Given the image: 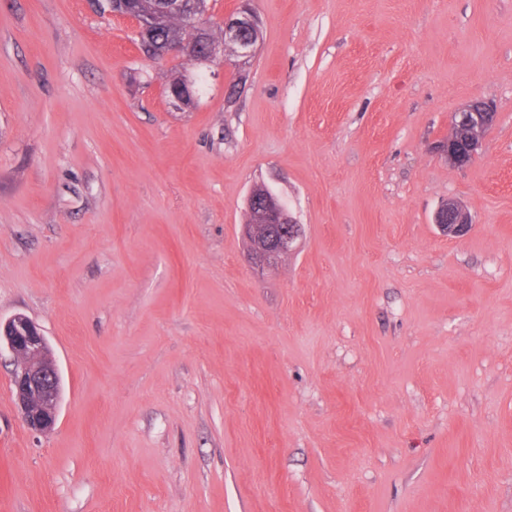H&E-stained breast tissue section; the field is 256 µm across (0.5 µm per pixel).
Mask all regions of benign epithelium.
I'll use <instances>...</instances> for the list:
<instances>
[{
    "label": "benign epithelium",
    "mask_w": 512,
    "mask_h": 512,
    "mask_svg": "<svg viewBox=\"0 0 512 512\" xmlns=\"http://www.w3.org/2000/svg\"><path fill=\"white\" fill-rule=\"evenodd\" d=\"M112 12L125 17L136 28L139 43L154 35L168 15H182L194 29L192 39L162 40L150 45L153 59L195 57L205 65L224 52L228 65L239 67L257 54L263 39L262 22L252 7L251 0H238L235 9L224 15L221 39L210 37V30L202 23L205 12L202 3L186 0H166L164 5L150 12L129 9L126 0H113ZM180 93L171 96L179 106L191 107L197 98L194 80L185 76L178 82ZM496 120V113L481 101H474L457 112L452 121L456 133L444 145L448 162L457 166L469 165L477 154L482 140ZM249 220L242 224L250 242L248 263L259 276L280 263L290 253L303 234V225L296 223L280 198L263 186L254 187L247 199ZM434 223L450 238H462L472 228V220L464 206L450 199L440 205ZM7 347L16 359L11 384L15 401L26 426L37 433L52 429L56 423L61 388L59 370L51 357L46 337L28 317L18 314L0 321V348Z\"/></svg>",
    "instance_id": "benign-epithelium-1"
}]
</instances>
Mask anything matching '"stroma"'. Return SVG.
<instances>
[{"mask_svg":"<svg viewBox=\"0 0 512 512\" xmlns=\"http://www.w3.org/2000/svg\"><path fill=\"white\" fill-rule=\"evenodd\" d=\"M253 7L187 111L125 19L0 0V320L62 377L33 433L0 352V512H512V0ZM257 184L304 227L260 278ZM495 120L496 112L481 101L471 102L457 112L452 121L453 133L448 136V143L443 145L448 162L457 167L469 165ZM434 223L448 238H462L472 228V220L464 206L457 200L448 199L440 205L434 215Z\"/></svg>","mask_w":512,"mask_h":512,"instance_id":"obj_1","label":"stroma"}]
</instances>
